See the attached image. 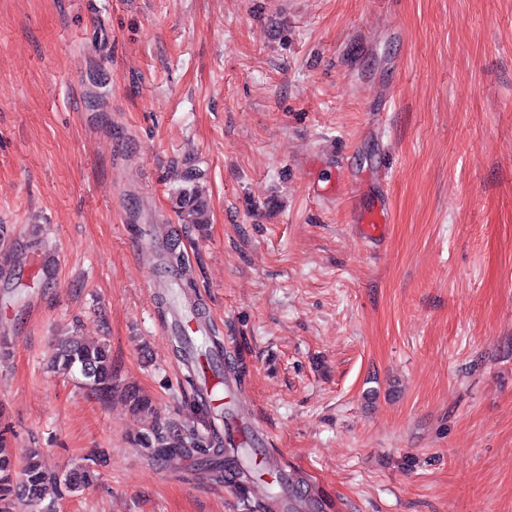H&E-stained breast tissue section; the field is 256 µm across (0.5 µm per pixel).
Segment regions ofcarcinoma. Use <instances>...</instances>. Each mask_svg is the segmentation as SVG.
<instances>
[{
    "mask_svg": "<svg viewBox=\"0 0 512 512\" xmlns=\"http://www.w3.org/2000/svg\"><path fill=\"white\" fill-rule=\"evenodd\" d=\"M175 205L182 223L197 226L209 223L205 191L196 178L183 176ZM192 288L190 280L179 282L165 296L166 303L171 308L181 305ZM175 341L178 357L191 365L185 377L189 386H195L197 378L210 374L222 382L224 375L231 371L225 364L224 343L211 333L199 339L183 334L175 337ZM49 366L57 373L79 379L80 384L102 400L112 397V357L105 343L89 344L76 336H67L57 345ZM124 397L137 412L151 410L149 399L134 388L125 389ZM134 443L146 449L154 461L193 458L212 480L234 483L243 492L256 478L252 464L255 449L238 448L232 453L216 430L206 439L194 431L186 433L153 424ZM40 457L39 449L30 448L25 456L17 458L10 451L7 438L0 434V512H56L58 502L88 485L94 467L104 463L95 457L89 465L49 473Z\"/></svg>",
    "mask_w": 512,
    "mask_h": 512,
    "instance_id": "obj_1",
    "label": "carcinoma"
}]
</instances>
